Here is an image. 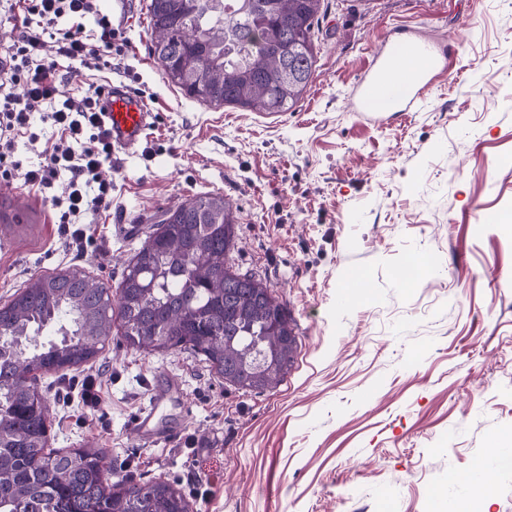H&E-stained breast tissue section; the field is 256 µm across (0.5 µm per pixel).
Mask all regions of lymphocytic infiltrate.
<instances>
[{
    "label": "lymphocytic infiltrate",
    "mask_w": 512,
    "mask_h": 512,
    "mask_svg": "<svg viewBox=\"0 0 512 512\" xmlns=\"http://www.w3.org/2000/svg\"><path fill=\"white\" fill-rule=\"evenodd\" d=\"M27 14L40 19L44 28H56L66 16L93 13L94 0H22ZM96 45H89L79 33L66 31L48 42L37 34L20 32L12 52L1 71L13 82L22 84L23 95L0 94V177H11L20 169L12 158V144L7 133L25 129L31 114L45 103L58 102L51 112L54 125L68 131L70 144L59 145L37 167L23 170L28 183L53 188L61 174L69 180L63 195L52 196L51 204L58 209V221L70 225V237L77 250H84L88 239L80 227L84 216L112 203V183L101 176L106 164L112 161V145L102 127L99 109L100 90L96 87L75 90L71 95L61 93L63 82L58 73L57 56L74 60L103 61L121 51L122 36L109 18L98 22Z\"/></svg>",
    "instance_id": "1"
}]
</instances>
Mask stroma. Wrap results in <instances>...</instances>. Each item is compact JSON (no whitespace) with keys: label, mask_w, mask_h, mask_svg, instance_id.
<instances>
[{"label":"stroma","mask_w":512,"mask_h":512,"mask_svg":"<svg viewBox=\"0 0 512 512\" xmlns=\"http://www.w3.org/2000/svg\"><path fill=\"white\" fill-rule=\"evenodd\" d=\"M149 0H125L127 46L98 69L59 57L65 89L125 84L149 111L145 140L112 156V204L90 212L76 251L45 193L23 176L31 221H0V304L29 279L78 270L117 290L155 218L210 193L239 218L229 263L262 279L298 346L278 385H225L191 351L142 352L112 334L96 362L50 374L54 448H105L113 477L177 482L193 512H437L494 471L479 512H512V0H322L316 70L279 113L209 107L169 83L150 52ZM455 52L418 105L383 122L352 108L390 34ZM39 106L13 136L23 167L66 134ZM425 269L408 284L395 268ZM354 290L350 304L337 302ZM178 380L168 439L131 430L158 375ZM97 378L98 410L66 398ZM462 480L472 486L474 494L478 497L488 499L493 494V483L483 463H477L473 471Z\"/></svg>","instance_id":"1"}]
</instances>
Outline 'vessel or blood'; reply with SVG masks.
Returning a JSON list of instances; mask_svg holds the SVG:
<instances>
[{
	"mask_svg": "<svg viewBox=\"0 0 512 512\" xmlns=\"http://www.w3.org/2000/svg\"><path fill=\"white\" fill-rule=\"evenodd\" d=\"M445 59L429 42L403 34L388 49L374 54L371 67L360 81L354 109L374 119H387L391 113L409 109L427 86L431 70ZM102 122L113 150L128 151L143 141L149 113L141 96L128 88L106 86L101 91ZM170 386L154 389L151 402L132 423L141 437L155 433L156 410L170 393Z\"/></svg>",
	"mask_w": 512,
	"mask_h": 512,
	"instance_id": "1",
	"label": "vessel or blood"
}]
</instances>
